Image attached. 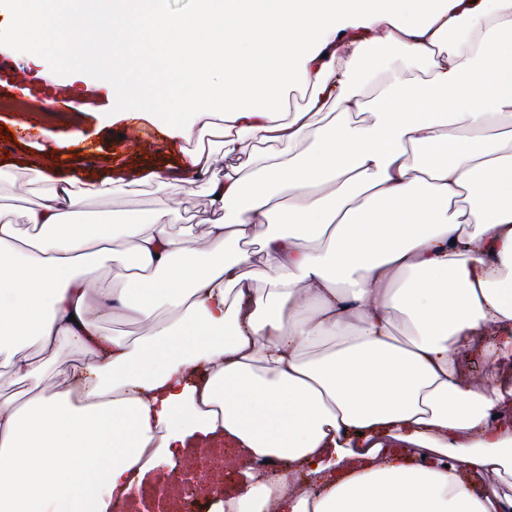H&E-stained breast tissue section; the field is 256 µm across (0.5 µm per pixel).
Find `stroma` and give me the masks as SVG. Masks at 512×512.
I'll return each mask as SVG.
<instances>
[{"instance_id":"stroma-1","label":"stroma","mask_w":512,"mask_h":512,"mask_svg":"<svg viewBox=\"0 0 512 512\" xmlns=\"http://www.w3.org/2000/svg\"><path fill=\"white\" fill-rule=\"evenodd\" d=\"M0 17V83L13 79L25 81V90H12L9 106L0 107V126L11 127L18 110L14 101H29L31 94L65 89L71 105L50 107L33 115L31 134L0 139V157L15 160L12 168L0 170V217L18 219L20 213L44 200L50 185L38 177L46 159H54L56 168L80 169L87 182L112 168L160 167L169 159L161 153L164 138L157 125H150V146L139 154L127 152L120 135L128 122L114 119L118 106L112 100V77L83 79L67 67L69 50L51 43L39 64H32L17 37ZM157 194L152 183L142 182L129 191L102 195L88 192L82 208L72 216L77 224H133L145 218L156 206ZM211 206L202 181H194L180 191L172 216V227L187 236L203 235ZM231 463L220 466L222 458ZM245 461L239 451L216 436L205 444L189 448L151 472L139 494L121 506L122 512H184L186 502L175 493L181 479L193 478L216 487L215 495L205 499L201 512H215L220 495L231 492L242 480Z\"/></svg>"}]
</instances>
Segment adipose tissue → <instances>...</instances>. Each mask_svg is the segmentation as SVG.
Segmentation results:
<instances>
[{
    "mask_svg": "<svg viewBox=\"0 0 512 512\" xmlns=\"http://www.w3.org/2000/svg\"><path fill=\"white\" fill-rule=\"evenodd\" d=\"M102 2L94 26L56 0L8 11L29 56L53 33L81 76L110 42L113 99L161 117L178 165L147 173L160 198L134 224L73 223L82 178L51 172L31 247L0 223V357L32 386L0 393V512H112L196 432L261 464L218 512H512V131L485 133L512 121V0ZM199 125L226 155L306 148L215 175ZM190 175L220 212L198 239L169 228ZM100 257L125 288L82 270ZM115 310L147 335L105 334ZM69 346L86 363L44 387ZM476 347L498 370L466 387Z\"/></svg>",
    "mask_w": 512,
    "mask_h": 512,
    "instance_id": "obj_1",
    "label": "adipose tissue"
}]
</instances>
